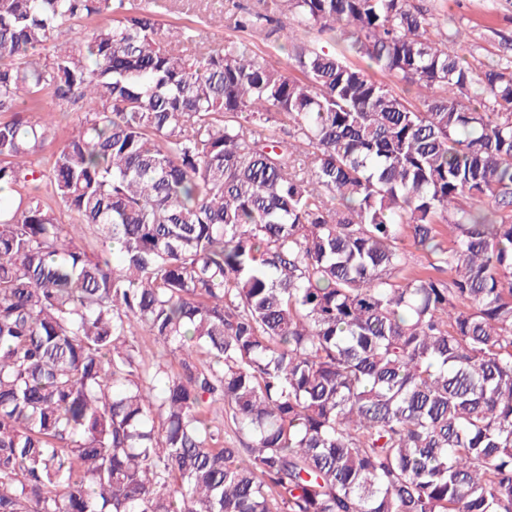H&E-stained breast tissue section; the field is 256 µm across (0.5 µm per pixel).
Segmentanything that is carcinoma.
Segmentation results:
<instances>
[{
  "mask_svg": "<svg viewBox=\"0 0 512 512\" xmlns=\"http://www.w3.org/2000/svg\"><path fill=\"white\" fill-rule=\"evenodd\" d=\"M257 4L224 23L297 74L135 0H0V512H512V57L475 73L416 0ZM86 26L87 23L84 21H73L69 23L59 31L57 40L54 43H67L68 45L74 43L79 39L80 33L86 28ZM54 43H50L45 49L40 50L43 61H45V58H47V61L51 59L54 50ZM44 101L47 110L54 112L55 120L59 126L60 138H63L79 124L82 115L78 112L77 106L58 101L51 95L46 96ZM58 218L69 237H73L74 242L88 254H96L100 250V241L84 225L72 224V216L65 210H58Z\"/></svg>",
  "mask_w": 512,
  "mask_h": 512,
  "instance_id": "1",
  "label": "carcinoma"
}]
</instances>
